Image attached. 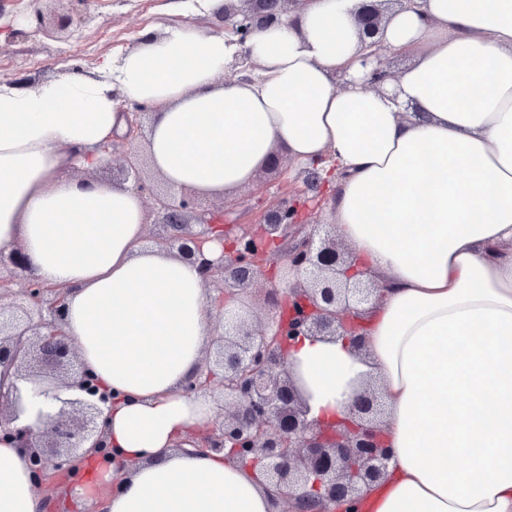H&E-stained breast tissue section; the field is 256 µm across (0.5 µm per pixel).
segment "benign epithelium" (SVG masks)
I'll return each instance as SVG.
<instances>
[{"mask_svg":"<svg viewBox=\"0 0 512 512\" xmlns=\"http://www.w3.org/2000/svg\"><path fill=\"white\" fill-rule=\"evenodd\" d=\"M227 0L222 11L225 34L244 45L252 32L283 21L300 0ZM415 0H361L355 22L363 63H372L368 87L380 91L398 79L379 34L396 5ZM91 20L53 11L40 30L49 39ZM124 140L130 149L114 157V144L100 150L112 156V170L122 181L148 192L155 223L164 231L151 242L194 266L205 281L208 311L222 333L206 351V373L187 381V395L204 393L215 375L224 402L222 416L192 440L195 451H228L230 457L259 472L277 490L276 512H330L337 502L353 505L365 489L387 475L389 452L382 432L383 394L368 385L356 394L346 421L319 425L308 417L305 400L290 373L287 345L297 336H348L363 341L359 307L377 296L374 275L350 263L349 250L336 237L307 229L308 216L328 202L316 166L302 171L303 186L286 182L285 190L255 213L248 228L216 223L194 196L155 182L136 147L142 138V113L127 119ZM220 240L219 257L207 244ZM27 273L20 293L0 278V364L14 369L47 394L75 387L81 396L63 402L37 431L14 426L19 398L0 390V441L14 438L25 451L37 490L67 473L87 457L110 455L106 410L114 397L78 359L61 331L66 291L44 285L27 266L22 248L0 252V266ZM268 284L272 313L252 320L239 310L238 296L258 279Z\"/></svg>","mask_w":512,"mask_h":512,"instance_id":"obj_1","label":"benign epithelium"}]
</instances>
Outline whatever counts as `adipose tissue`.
<instances>
[{"label":"adipose tissue","mask_w":512,"mask_h":512,"mask_svg":"<svg viewBox=\"0 0 512 512\" xmlns=\"http://www.w3.org/2000/svg\"><path fill=\"white\" fill-rule=\"evenodd\" d=\"M360 0H305L296 23L256 30L258 70L225 77L222 33L160 22L82 75L0 80V251L69 288L63 326L82 364L119 400L109 438L126 462L107 512H270L251 470L180 449L216 407L185 395L213 333L198 271L145 244L128 184L83 178L122 134V104L152 111L147 151L172 188L224 198L282 147L300 166L339 169L332 208L354 263L379 272L363 345L305 336L288 350L311 418H347L379 381L391 448L386 479L358 512H512V0H421L382 40L413 61L392 90L366 85ZM346 68V85L336 74ZM20 425L61 401L0 366ZM85 461L77 504L111 482ZM21 449L0 443V512H44Z\"/></svg>","instance_id":"ef3b65f1"}]
</instances>
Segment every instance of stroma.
<instances>
[{
	"label": "stroma",
	"mask_w": 512,
	"mask_h": 512,
	"mask_svg": "<svg viewBox=\"0 0 512 512\" xmlns=\"http://www.w3.org/2000/svg\"><path fill=\"white\" fill-rule=\"evenodd\" d=\"M47 0H16L0 15V78L27 76L38 80L58 73H79L95 67L105 56L136 45L141 31L158 22H180L223 31L222 21L212 14L198 15L184 0H66L69 12L84 10L91 23L74 29L70 36L51 41L41 36L37 13L47 12ZM287 154L279 156L278 172H262L249 185L237 190L239 211L224 216L225 223L250 219L255 206L272 199L281 189V176L292 170Z\"/></svg>",
	"instance_id": "obj_1"
}]
</instances>
